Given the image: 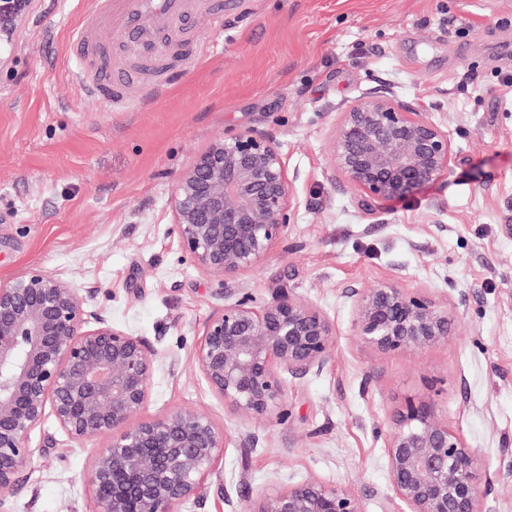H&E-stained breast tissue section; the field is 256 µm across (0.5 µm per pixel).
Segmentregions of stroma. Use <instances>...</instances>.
I'll list each match as a JSON object with an SVG mask.
<instances>
[{
  "instance_id": "obj_1",
  "label": "stroma",
  "mask_w": 512,
  "mask_h": 512,
  "mask_svg": "<svg viewBox=\"0 0 512 512\" xmlns=\"http://www.w3.org/2000/svg\"><path fill=\"white\" fill-rule=\"evenodd\" d=\"M74 0H33L0 37V280L41 268L92 292L113 324L158 356L145 417L188 408L223 429L204 507L229 512L276 480L348 484L366 512H402L386 456L387 414L433 399L490 466L487 512H512V0H229L209 53L142 112H114L78 86ZM387 87L447 130V174L377 202L331 182L332 130ZM269 131L288 164V238L226 280L266 300L287 291L323 311L334 343L316 374L289 378L279 412L246 420L190 357L219 300L186 258L172 195L219 136ZM396 279L445 298L455 332L423 352L359 339L347 291ZM46 419V453L14 512H92L90 461Z\"/></svg>"
}]
</instances>
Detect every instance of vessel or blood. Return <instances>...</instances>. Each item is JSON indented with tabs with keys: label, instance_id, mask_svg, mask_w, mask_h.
Listing matches in <instances>:
<instances>
[{
	"label": "vessel or blood",
	"instance_id": "1",
	"mask_svg": "<svg viewBox=\"0 0 512 512\" xmlns=\"http://www.w3.org/2000/svg\"><path fill=\"white\" fill-rule=\"evenodd\" d=\"M193 17L205 30H223L224 0H95L68 41L71 54L85 62L81 85L112 111H144L166 95L172 58L188 71L208 52L202 32L187 27ZM109 30L127 34V41L112 46Z\"/></svg>",
	"mask_w": 512,
	"mask_h": 512
}]
</instances>
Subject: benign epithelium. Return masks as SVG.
<instances>
[{
    "label": "benign epithelium",
    "mask_w": 512,
    "mask_h": 512,
    "mask_svg": "<svg viewBox=\"0 0 512 512\" xmlns=\"http://www.w3.org/2000/svg\"><path fill=\"white\" fill-rule=\"evenodd\" d=\"M448 132L387 89L361 96L334 127L331 179L378 201L403 198L448 171ZM175 231L186 256L215 278L222 303L207 316L191 366L236 414L260 418L282 403L287 376L321 371L333 324L290 294L224 301V279L263 261L288 237V167L273 136L249 129L216 139L180 175ZM356 335L384 352L424 351L454 334L448 303L424 288L386 280L348 292ZM156 350L112 324L87 295L32 269L0 281V512L43 453L30 445L46 417L73 442L104 435L92 458L95 512H180L202 504L226 448L207 415L177 409L145 418ZM391 488L406 512H485L487 468L436 403L408 398L388 416ZM241 512H365L350 485L311 478L263 490Z\"/></svg>",
    "instance_id": "7a95c632"
}]
</instances>
